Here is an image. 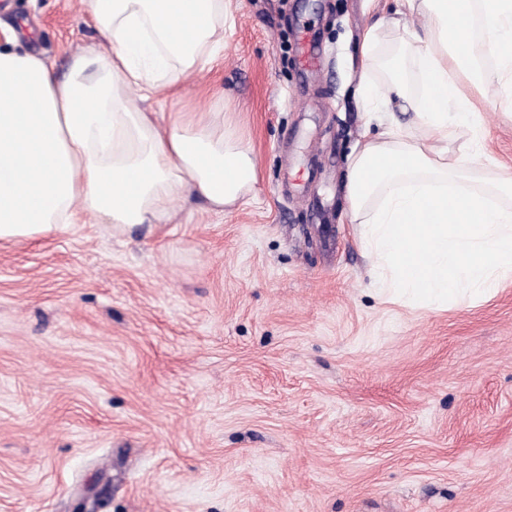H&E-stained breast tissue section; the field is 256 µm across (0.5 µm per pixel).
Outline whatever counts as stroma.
<instances>
[{"mask_svg": "<svg viewBox=\"0 0 512 512\" xmlns=\"http://www.w3.org/2000/svg\"><path fill=\"white\" fill-rule=\"evenodd\" d=\"M400 0H236L216 64L150 112L214 108L250 149L245 204L184 192L127 229L0 241V512H512V278L406 306L374 288L346 197L367 118L361 40L405 57ZM319 55L300 61V35ZM105 40L84 0H0V51L65 76ZM487 176L512 84L475 93Z\"/></svg>", "mask_w": 512, "mask_h": 512, "instance_id": "35a3bbf8", "label": "stroma"}]
</instances>
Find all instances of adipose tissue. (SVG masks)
<instances>
[{
    "label": "adipose tissue",
    "instance_id": "ef3b65f1",
    "mask_svg": "<svg viewBox=\"0 0 512 512\" xmlns=\"http://www.w3.org/2000/svg\"><path fill=\"white\" fill-rule=\"evenodd\" d=\"M106 54L75 55L58 78L27 51L0 53V240L34 237L79 214L126 227L161 221L184 187L211 211L241 203L256 164L220 112L155 113L134 97L174 94L181 77L216 61L228 0H85ZM427 14L410 34V59H394L367 89L386 119L348 165L346 194L382 287L441 306L496 292L512 276V173L485 182L473 128L482 58L512 75V0H402ZM480 15L486 36L474 41Z\"/></svg>",
    "mask_w": 512,
    "mask_h": 512
}]
</instances>
